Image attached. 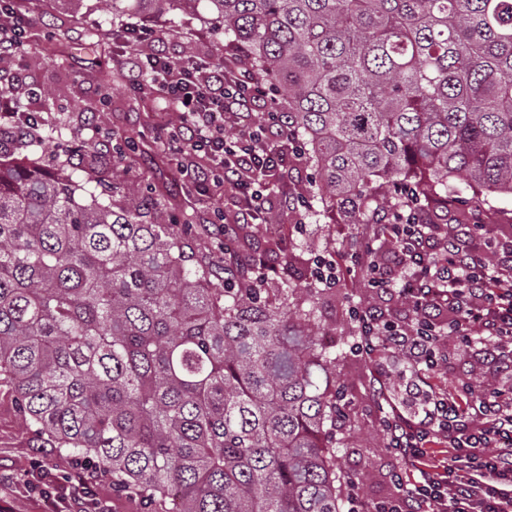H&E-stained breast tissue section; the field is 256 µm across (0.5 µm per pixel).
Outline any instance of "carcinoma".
<instances>
[{"mask_svg":"<svg viewBox=\"0 0 512 512\" xmlns=\"http://www.w3.org/2000/svg\"><path fill=\"white\" fill-rule=\"evenodd\" d=\"M112 16L195 0H103ZM229 50L288 89L320 212L512 196V0H208ZM70 38L35 50L59 66ZM65 164L0 151V387L29 429L92 462L136 512H344L336 424L355 422L316 279L230 268L156 203L92 196ZM224 284H215L217 270Z\"/></svg>","mask_w":512,"mask_h":512,"instance_id":"obj_1","label":"carcinoma"}]
</instances>
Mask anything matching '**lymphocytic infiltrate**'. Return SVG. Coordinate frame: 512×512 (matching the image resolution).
Segmentation results:
<instances>
[{"label":"lymphocytic infiltrate","mask_w":512,"mask_h":512,"mask_svg":"<svg viewBox=\"0 0 512 512\" xmlns=\"http://www.w3.org/2000/svg\"><path fill=\"white\" fill-rule=\"evenodd\" d=\"M163 39L149 28L135 33V42L152 49L132 62L129 78L135 84L146 68L156 69L157 98L181 116L168 126L183 159L179 173L203 192L222 183L232 199L234 220L217 226V234L229 239L237 225L264 223L273 210H295L293 196L282 195L275 206L268 199L267 176L288 164L287 140L269 133L284 135L287 120L243 121L256 107L274 109L246 63L223 68L199 65L186 55L174 59L159 49ZM199 153L208 167L189 170L187 159ZM377 221L392 259L374 264L369 282L387 288L392 269H400L397 295L407 315L393 320L376 302L353 312L352 319L360 353L374 361L373 381L386 403L382 431L399 463L393 473L398 491L376 502L352 492L350 512H512V387L479 403L465 386L448 392L429 381L449 342L471 334L490 341L483 358L512 376V237L497 240L486 255L480 246L465 245L469 225L429 224L416 208ZM391 348L404 358L410 386L422 394L413 408L391 399L393 369L383 362ZM28 484L50 512H108L86 465L61 475L43 465Z\"/></svg>","instance_id":"f902f5d3"}]
</instances>
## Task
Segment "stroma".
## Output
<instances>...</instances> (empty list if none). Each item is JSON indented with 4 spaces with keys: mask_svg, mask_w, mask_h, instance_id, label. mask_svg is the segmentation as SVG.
<instances>
[{
    "mask_svg": "<svg viewBox=\"0 0 512 512\" xmlns=\"http://www.w3.org/2000/svg\"><path fill=\"white\" fill-rule=\"evenodd\" d=\"M17 9L28 20L26 34L42 36L44 24L50 23L67 31L76 41L85 28L94 27L100 30L104 43L94 53L72 49L63 68L32 52L18 60L0 61V77L4 79L17 68L25 69L27 86L20 89L18 99L26 111L44 120L43 126L23 145L10 129L1 127V149L12 156L43 163L55 156L65 160L67 173L89 194L119 183V191L112 196L116 202L122 196L138 193L144 186H153L160 202L157 217L161 220L190 215L195 223L204 224L210 221L213 210L232 213L233 206L223 188H216L207 196L196 194L176 166L157 153V146L164 141L159 129L162 114L149 101L137 99L120 64L121 57L140 53L141 47L112 42V15L102 9L98 0H19ZM123 21L163 33V49L174 58L182 55L189 43L201 57L210 59L224 53V21L211 11L207 0H196L186 12L135 11L125 15ZM53 122L59 123L61 134H49L48 126ZM115 134L138 137V150L119 158L113 156L111 137ZM79 138L92 140L101 155L100 162H91L87 152L75 150ZM470 194L464 186L458 196L430 205L431 223L455 224L463 218L467 223L480 225L481 239L500 237L503 229L512 225V197L491 195L483 206L468 211L462 200ZM282 221L288 226L290 249L307 258L326 250L334 253L346 269L342 291L357 300L378 301V292L368 287L345 255L348 239L364 230L353 214L340 212L331 219L310 210L299 217L285 215ZM373 369V362L364 358L347 359L336 367L337 378L347 386L357 404L354 425L342 430L348 444L340 449L339 462L343 469L357 473L359 493L369 502L397 491L392 478L396 459L386 446L372 404ZM38 461L47 462L56 473L70 468L67 459L56 456L43 439L27 428L10 398H0V471H11L21 479Z\"/></svg>",
    "mask_w": 512,
    "mask_h": 512,
    "instance_id": "1",
    "label": "stroma"
}]
</instances>
